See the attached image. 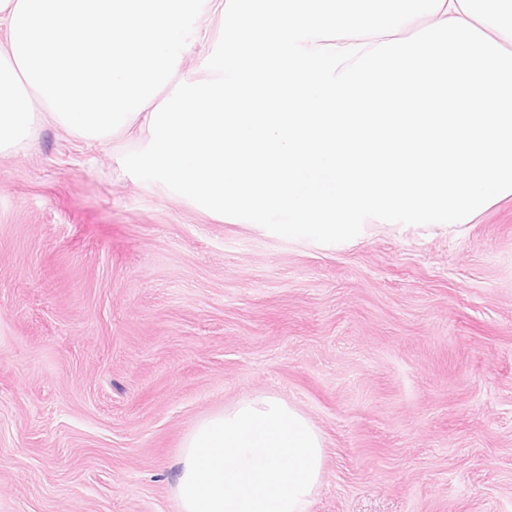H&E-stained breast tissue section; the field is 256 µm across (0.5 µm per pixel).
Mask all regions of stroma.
Segmentation results:
<instances>
[{
    "mask_svg": "<svg viewBox=\"0 0 512 512\" xmlns=\"http://www.w3.org/2000/svg\"><path fill=\"white\" fill-rule=\"evenodd\" d=\"M146 136L0 156V512H178L202 417L321 432L308 512H512V195L329 249L125 171Z\"/></svg>",
    "mask_w": 512,
    "mask_h": 512,
    "instance_id": "obj_1",
    "label": "stroma"
}]
</instances>
